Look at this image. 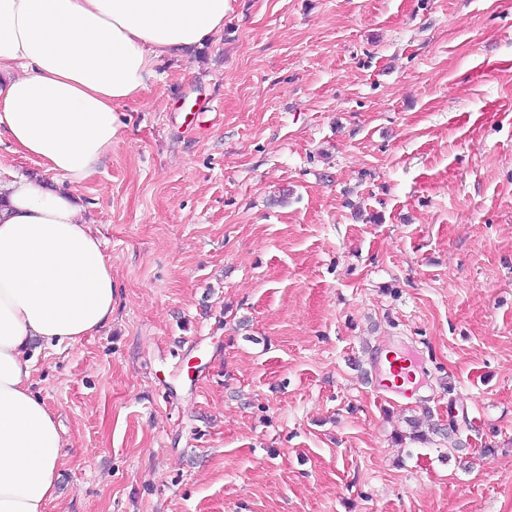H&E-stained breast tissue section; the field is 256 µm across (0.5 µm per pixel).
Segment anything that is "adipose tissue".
<instances>
[{"instance_id":"ef3b65f1","label":"adipose tissue","mask_w":512,"mask_h":512,"mask_svg":"<svg viewBox=\"0 0 512 512\" xmlns=\"http://www.w3.org/2000/svg\"><path fill=\"white\" fill-rule=\"evenodd\" d=\"M227 0H0V130L64 180L0 177V512H47L64 444L31 385L35 345L112 322V266L73 185L120 136L163 55L224 25Z\"/></svg>"}]
</instances>
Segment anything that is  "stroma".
<instances>
[{
	"mask_svg": "<svg viewBox=\"0 0 512 512\" xmlns=\"http://www.w3.org/2000/svg\"><path fill=\"white\" fill-rule=\"evenodd\" d=\"M158 72L73 188L115 305L35 350L48 512H512V0H228ZM388 370L390 376L393 378V383L400 388L409 391V388H404V385L413 384L414 372L412 369V362L405 355L394 353L387 358Z\"/></svg>",
	"mask_w": 512,
	"mask_h": 512,
	"instance_id": "35a3bbf8",
	"label": "stroma"
}]
</instances>
